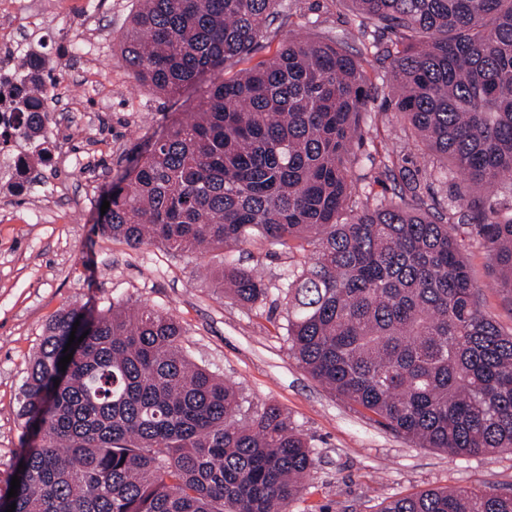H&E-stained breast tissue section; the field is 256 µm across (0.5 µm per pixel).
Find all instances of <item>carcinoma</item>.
<instances>
[{"mask_svg": "<svg viewBox=\"0 0 512 512\" xmlns=\"http://www.w3.org/2000/svg\"><path fill=\"white\" fill-rule=\"evenodd\" d=\"M356 32L285 40L238 71L288 0H141L120 43L133 78L167 98L199 92L108 194L102 231L133 247L224 252L220 286L266 300L231 253L257 239L300 254L284 291L290 350L312 378L423 448L512 450V332L479 290L443 217L414 182L401 203L352 201L354 145L370 98L345 40L390 31L393 108L415 140L471 185L477 226L512 292V0H352ZM22 135L49 97L16 89ZM86 332L74 342L73 323ZM34 428L15 512H287L314 466L279 406L245 415L238 388L188 359L169 313L72 308L51 321L21 387ZM380 512H512V495L427 490Z\"/></svg>", "mask_w": 512, "mask_h": 512, "instance_id": "carcinoma-1", "label": "carcinoma"}]
</instances>
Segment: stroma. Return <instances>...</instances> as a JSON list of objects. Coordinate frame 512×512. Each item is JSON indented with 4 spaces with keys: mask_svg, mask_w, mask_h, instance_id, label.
I'll return each instance as SVG.
<instances>
[{
    "mask_svg": "<svg viewBox=\"0 0 512 512\" xmlns=\"http://www.w3.org/2000/svg\"><path fill=\"white\" fill-rule=\"evenodd\" d=\"M287 19L277 20L256 59L272 55L286 35H340L355 29L350 0H288ZM139 0H57L44 15H28L24 0L0 12V36L14 28L33 31L11 60L40 54L57 79L49 97L64 93V112H51L43 135L26 142L30 160L51 151L54 160L27 194L0 186V486L10 477L31 439L15 411L30 362L49 321L58 312L86 307L111 310L114 303L166 311L185 331L190 359L237 383L248 412L278 405L311 443L315 465L288 512H380L391 499L429 489L512 494V451L451 456L422 448L377 425L314 380L293 358L286 331L283 290L294 260L257 241L239 258L268 287L263 304L225 296L216 279L224 254L208 251L184 258L152 245L132 247L104 234L96 219L104 192L148 140L175 116L166 97L138 84L120 61L119 41ZM397 37L386 32L372 47L351 40L361 58L370 100L365 134L354 147L356 201L398 200L406 179L424 187L430 210L446 218L463 246L479 290L482 310L512 331V293L501 285L474 226L459 223L464 178L441 165L414 141L391 105L389 53ZM391 156L399 177L379 161Z\"/></svg>",
    "mask_w": 512,
    "mask_h": 512,
    "instance_id": "stroma-1",
    "label": "stroma"
}]
</instances>
